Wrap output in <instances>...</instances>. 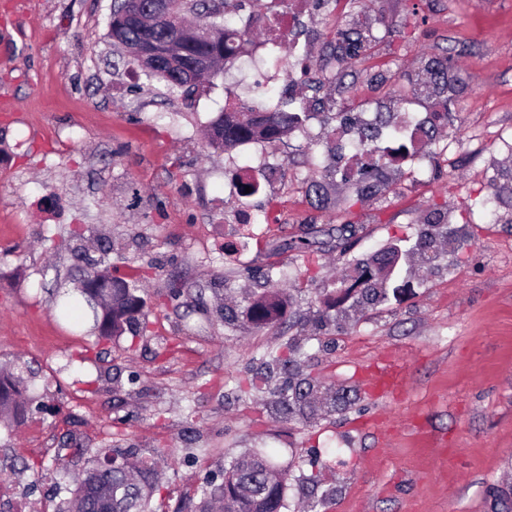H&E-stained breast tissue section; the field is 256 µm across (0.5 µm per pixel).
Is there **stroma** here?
<instances>
[{"label":"stroma","instance_id":"stroma-1","mask_svg":"<svg viewBox=\"0 0 512 512\" xmlns=\"http://www.w3.org/2000/svg\"><path fill=\"white\" fill-rule=\"evenodd\" d=\"M111 10L0 0V103L12 105L0 111V365L30 367L32 401L20 426L0 428V512L28 499L65 512L74 478L115 448L154 462L166 512L265 451L290 472L291 512L309 499L318 512H494L490 488L512 489V204L490 209L486 189L512 196V0H337L332 17L315 6L309 53L331 54L347 31L361 52L318 87L291 85L307 130L268 144L283 160L271 168L248 147L206 146L223 88L172 97L131 76L108 37ZM437 57L448 61L447 131L417 145L422 181L388 166L365 189L340 169L339 105L388 121L406 102L429 113ZM477 128L496 142L460 144ZM244 165L263 185L256 196L235 191ZM245 208L269 212L272 231L239 250ZM445 215L466 243L418 266L411 250ZM77 224L110 233L121 273L152 269L149 296L179 287L151 306L146 335L96 345L85 304L59 316L58 287L84 268ZM285 240L311 247L281 256L283 275L249 279ZM389 248L400 260L385 302H327L337 276ZM275 290L289 297L284 323L253 331L245 298ZM292 338L301 373L347 389L348 409H320L312 424L276 410L263 353ZM390 366L406 381L395 399L371 386Z\"/></svg>","mask_w":512,"mask_h":512}]
</instances>
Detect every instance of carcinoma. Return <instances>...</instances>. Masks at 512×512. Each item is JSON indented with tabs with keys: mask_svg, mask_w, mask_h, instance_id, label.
Masks as SVG:
<instances>
[{
	"mask_svg": "<svg viewBox=\"0 0 512 512\" xmlns=\"http://www.w3.org/2000/svg\"><path fill=\"white\" fill-rule=\"evenodd\" d=\"M230 0H164L173 15L158 18L144 12L132 23L122 19L129 0H112L108 36L113 43L128 50L131 64L146 75L165 82L175 95L191 94L199 86L212 89L215 77L224 74V7ZM181 40V52L156 59L143 51L146 44L164 45L173 38ZM209 146L214 150L234 148L247 141L265 142L281 139L291 130L286 112H254L245 107H224L207 123ZM99 258L94 260L84 278L97 282L98 295L92 297L76 285L56 295L60 316L68 317L76 297H81L93 313L91 335L96 341L111 340L129 332L145 335L148 313L142 282L148 273L129 277L114 274L110 264L112 240L96 236ZM309 244L283 242L269 250L267 275L279 266L278 257L290 250L306 252ZM357 300L375 304L385 299L383 282L369 278L364 286L354 288ZM286 299L270 293L249 303L245 309L249 323L256 330L274 325L285 311ZM303 346L288 342L285 351L269 349L270 364L288 375V387L278 393L277 411L284 416L303 411L304 406H317L324 400L319 385L299 377ZM27 385L23 371H0V422L7 428L22 422L27 415ZM288 470L280 469L258 453L245 454L224 470V482L205 485L200 500L191 512H282L287 508L285 491ZM160 489L150 465L131 453L117 451L110 461H92L73 490L74 512H159L156 495Z\"/></svg>",
	"mask_w": 512,
	"mask_h": 512,
	"instance_id": "cac0c4a2",
	"label": "carcinoma"
}]
</instances>
